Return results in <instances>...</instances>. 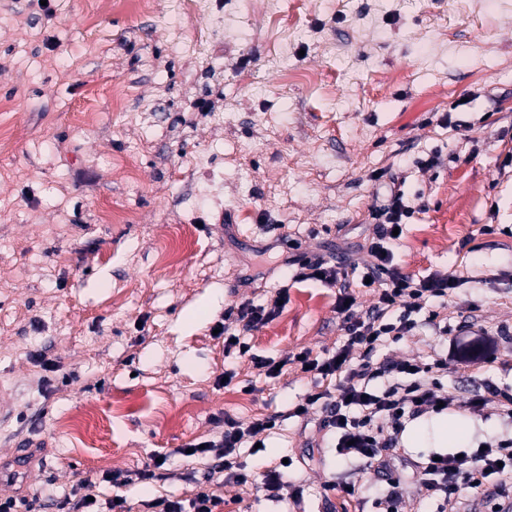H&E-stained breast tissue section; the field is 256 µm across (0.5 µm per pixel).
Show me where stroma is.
Instances as JSON below:
<instances>
[{
  "instance_id": "stroma-1",
  "label": "stroma",
  "mask_w": 512,
  "mask_h": 512,
  "mask_svg": "<svg viewBox=\"0 0 512 512\" xmlns=\"http://www.w3.org/2000/svg\"><path fill=\"white\" fill-rule=\"evenodd\" d=\"M234 25L194 53L177 51L168 0L131 19L83 16L94 0H0V118L13 144L0 151V456L39 445L26 495L32 512L89 480L99 501L119 494L131 512L183 497L217 463L179 448L220 441L225 418L280 416L248 469L291 459L300 503L223 488V512H378L376 477L338 457L322 413L289 417L311 382L294 367L275 379L225 353L213 336L227 308L264 304L295 259L364 257L376 226L374 177L385 172L425 209L394 247L402 272L461 277L443 315L449 333L423 327L381 357L411 358L426 344L482 345L512 362V9L497 0H223ZM309 71L284 86L275 59ZM128 91L112 109V86ZM90 110L97 118L83 124ZM137 151L129 179L123 161ZM438 154L427 168L421 158ZM123 208L109 224L102 210ZM492 232H484V225ZM187 238L178 264L167 239ZM338 289L307 281L268 325L246 333L253 353L319 354L343 342ZM55 361L47 372L33 360ZM234 371L223 384L225 371ZM445 391L472 419L471 446L512 435L495 405L512 371L449 358ZM95 444L66 421L85 408ZM167 453L179 477L113 487ZM366 487L365 503L344 480Z\"/></svg>"
}]
</instances>
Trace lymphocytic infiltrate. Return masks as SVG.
<instances>
[{"label": "lymphocytic infiltrate", "mask_w": 512, "mask_h": 512, "mask_svg": "<svg viewBox=\"0 0 512 512\" xmlns=\"http://www.w3.org/2000/svg\"><path fill=\"white\" fill-rule=\"evenodd\" d=\"M416 209L400 183L389 181L384 203L372 210L378 231L367 247L365 263L351 258L334 263L320 257L300 262L293 282L315 280L340 290L336 314L345 340L334 352L315 355L304 350L277 361L253 354L247 343L238 341V333L268 324L279 315L282 301L288 298L284 288L267 305L243 303L228 308L218 330L225 350L249 357L258 374L275 378L279 367L288 365L308 371L312 388L292 409V416L304 419L312 409H322L320 427L334 436L337 455L362 461L366 470L386 483L381 512H425L429 502L436 503V512H446L450 504L464 507L465 512H484L490 500L495 512H512V437L460 455L446 453L436 460L411 462L412 477L422 492L416 498L403 492V475L395 462L404 453L400 440L407 424L457 406L455 396L442 389L440 377L448 370V358L438 348L417 358L376 356L386 341L414 335L423 325L437 335H447L448 321L440 310L462 284L460 278L441 273L416 278L396 264L393 230L403 226ZM355 273L369 279L375 293L374 303L362 313L357 312L348 289ZM277 422L274 416L247 424L225 418L220 441H208L193 450L197 457L219 451L221 463L210 468L205 482L194 486L191 497L151 501L153 512H220L224 498L218 490L228 485L248 484L270 498L298 499L301 490L289 481L284 465L249 472L238 460L244 443L275 429Z\"/></svg>", "instance_id": "f902f5d3"}]
</instances>
